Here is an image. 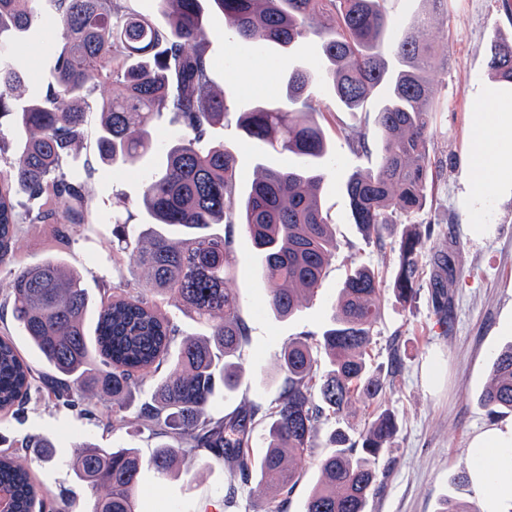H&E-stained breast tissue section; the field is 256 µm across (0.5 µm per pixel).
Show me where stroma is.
<instances>
[{"mask_svg": "<svg viewBox=\"0 0 512 512\" xmlns=\"http://www.w3.org/2000/svg\"><path fill=\"white\" fill-rule=\"evenodd\" d=\"M207 24L214 80L233 93V106L239 111L267 94L282 75L297 67L317 69L322 61L315 42L294 55L273 45L257 51L240 45L225 28L221 14L209 13ZM421 32L438 60L431 74L437 111L428 144L438 173L428 188L423 212L412 219L427 238L419 293L411 303L402 304L392 291H385L374 326L371 364L373 370L390 373L386 397L378 406L360 400L351 405L352 421L364 422L382 406L394 413L398 424L396 437L378 462L377 488L368 512H436L440 499L450 495L479 506L480 494L472 484L460 481L468 472L469 442L485 428L512 425V414L493 415L479 403L491 378L493 356L512 343V182H491L478 196L470 186L471 131L478 113L491 104H512V89L496 88L488 68L491 42L512 38V0H448L447 11L428 21ZM62 33L61 26L40 7L17 46L21 60L33 63L43 81L52 79L55 57L50 47L61 42ZM259 66L266 73L265 86L243 84V74ZM311 91L325 115L323 127L334 156L322 202L335 231L336 256L317 296L303 302L291 318L281 320L264 306L267 290L259 274L260 258L242 226L214 225V232L224 234L238 259L237 275L228 287L239 300L240 316L248 328L239 384L215 398L210 413L216 418L243 407L265 408L282 396L285 375L278 366V351L302 333H318L329 324L332 305L351 267L370 266L388 282L398 270L394 240L362 237L349 219L345 195L348 178L376 162L377 130L364 126L362 113L338 112L326 86L316 84ZM359 126L365 127L368 137L364 152L349 143L353 128ZM213 137L236 151L239 191L247 190L259 167L288 162L287 157L266 154L262 147L246 143L234 120L216 127ZM160 162V156L150 157L135 172L99 166L89 185L96 220L80 225L70 244L60 250L55 247L52 225H21L17 259L35 263L60 254L79 273L92 301H100L104 291L129 275L128 257L113 234L112 204L118 197L126 202L132 214L129 229L139 232L146 221L137 206L142 181ZM437 251L450 254L453 266L445 279L448 324L444 327L432 301ZM0 436L10 442L40 436L54 443V462L40 463L31 454L26 460L59 512L91 508L89 492L69 468L75 443L118 448L133 442L146 457L157 445L149 431L139 430L135 409H127L123 419L104 428L55 407L37 392L20 416L0 413ZM327 453L326 437L321 434L309 455L293 459L299 481L283 512H304L319 476L317 462ZM232 480L231 470L221 462L169 476L143 470L142 512H215Z\"/></svg>", "mask_w": 512, "mask_h": 512, "instance_id": "obj_1", "label": "stroma"}]
</instances>
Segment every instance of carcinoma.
Returning a JSON list of instances; mask_svg holds the SVG:
<instances>
[{
    "instance_id": "cac0c4a2",
    "label": "carcinoma",
    "mask_w": 512,
    "mask_h": 512,
    "mask_svg": "<svg viewBox=\"0 0 512 512\" xmlns=\"http://www.w3.org/2000/svg\"><path fill=\"white\" fill-rule=\"evenodd\" d=\"M33 2L0 0V155L8 134L15 137L9 171L0 172V268L10 267L6 288L14 320L53 373L33 369L12 339L0 336V412L19 413L38 391L58 407L108 421L134 401L146 375L166 364L137 415L164 438L152 456L143 458L132 444L78 445L70 468L94 495L90 512H139L146 466L165 475L181 462L189 473L211 459L235 474L224 495L228 509L256 471L277 478L279 491L290 494L298 477L288 458L311 453L321 420L342 415L355 399L379 401L386 391L385 379L366 361L384 288L374 270L355 268L332 305L331 325L281 347L283 397L262 413L249 407L215 419L209 405L217 390L235 388L248 332L239 301L226 288L237 261L229 241L210 229L244 227L262 257L267 306L281 318L294 315L304 299L317 296L336 254L321 199L331 153L308 87L327 83L340 112L363 111L381 90L374 118L378 161L353 174L345 191L351 222L364 237L398 236L392 292L400 301L412 299L425 240L407 230L398 235L396 226L424 209L434 178L427 145L435 55L419 35L423 21L393 36L387 0H155L157 18L130 0H42L64 42L53 81L39 87L36 71L15 57V40L31 26ZM207 10L221 13L224 26L250 48L302 49L315 38L324 60L317 70L289 73L280 91L237 117L248 139L296 158L263 170L239 196L235 154L222 143L207 145L211 128L231 114L230 95L213 80ZM488 67L495 82L512 86V40L491 43ZM101 82L114 94L100 108V162L135 168L160 151L164 163L143 179L139 206L148 228L132 238L127 221L112 212L129 270L143 268L148 276L130 290L117 285L121 293L98 311L91 344L85 330L91 299L79 274L57 257L21 266L14 243L19 224H54L65 246L76 226L91 222L88 184L96 168L88 164L84 174L73 175L64 163L80 147ZM164 112L181 134L160 144L150 125ZM167 294L207 327L182 339L173 357L177 325L156 301ZM321 351L329 369L320 375ZM90 391L112 397V406L94 409ZM480 402L492 413H512V345L497 354ZM259 414L270 425L257 463L250 445ZM396 432L388 409L360 431L333 429L328 441L336 451L318 461L321 476L305 512H367L376 464ZM53 448L47 439L27 438L0 449V490L9 496L10 512H47L48 492L33 481L21 451L50 462Z\"/></svg>"
}]
</instances>
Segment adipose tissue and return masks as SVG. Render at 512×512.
<instances>
[{
    "instance_id": "1",
    "label": "adipose tissue",
    "mask_w": 512,
    "mask_h": 512,
    "mask_svg": "<svg viewBox=\"0 0 512 512\" xmlns=\"http://www.w3.org/2000/svg\"><path fill=\"white\" fill-rule=\"evenodd\" d=\"M472 152L473 191H480L491 180H511L512 172L501 165L500 158L512 155V114L480 113L473 131ZM470 446V478L482 495V512H504L512 500V425L488 428L475 435Z\"/></svg>"
}]
</instances>
